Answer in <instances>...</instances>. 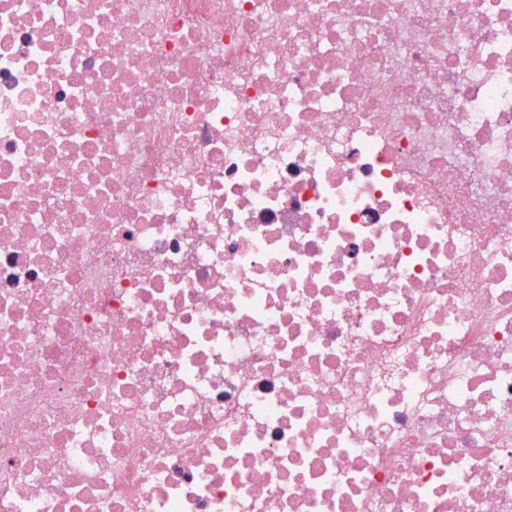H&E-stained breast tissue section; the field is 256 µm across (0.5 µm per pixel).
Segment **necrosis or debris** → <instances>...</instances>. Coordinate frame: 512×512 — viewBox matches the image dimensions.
<instances>
[{"label": "necrosis or debris", "instance_id": "necrosis-or-debris-1", "mask_svg": "<svg viewBox=\"0 0 512 512\" xmlns=\"http://www.w3.org/2000/svg\"><path fill=\"white\" fill-rule=\"evenodd\" d=\"M0 512H512V0H0Z\"/></svg>", "mask_w": 512, "mask_h": 512}]
</instances>
